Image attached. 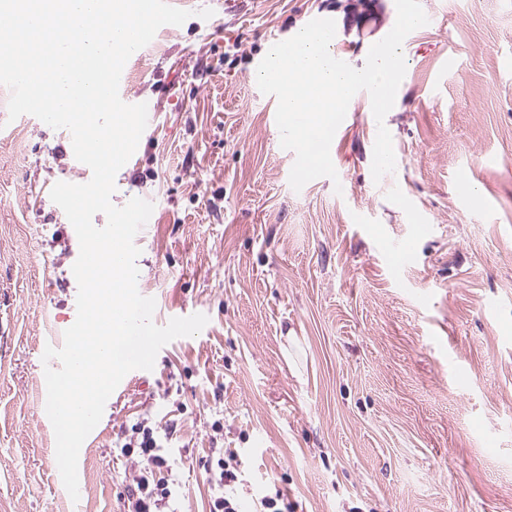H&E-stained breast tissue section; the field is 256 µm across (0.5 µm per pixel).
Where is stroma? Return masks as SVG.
<instances>
[{"label": "stroma", "mask_w": 512, "mask_h": 512, "mask_svg": "<svg viewBox=\"0 0 512 512\" xmlns=\"http://www.w3.org/2000/svg\"><path fill=\"white\" fill-rule=\"evenodd\" d=\"M383 122L357 93L337 179L293 190L256 64L312 15L362 68L394 0H171L123 91L152 109L112 202L136 235L154 324L208 323L160 349L83 445L87 491L56 478L42 355L76 320L77 234L50 198L83 184L68 129L0 109V512H124L132 424L163 446L176 512H209L204 467L236 454L244 512H512V0H420ZM212 9L202 19L201 9ZM394 173H371L378 124ZM428 232H420V225ZM412 250L395 270L388 252Z\"/></svg>", "instance_id": "35a3bbf8"}]
</instances>
